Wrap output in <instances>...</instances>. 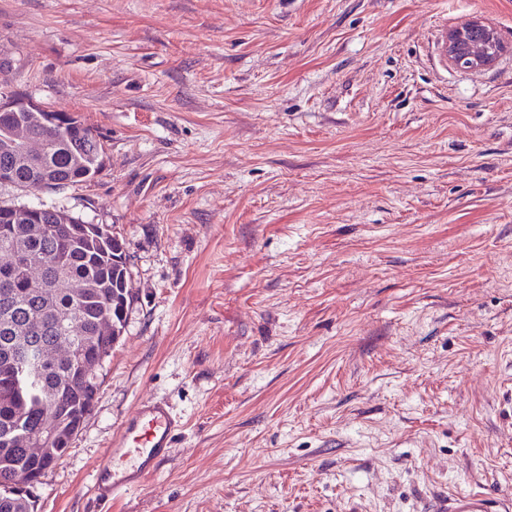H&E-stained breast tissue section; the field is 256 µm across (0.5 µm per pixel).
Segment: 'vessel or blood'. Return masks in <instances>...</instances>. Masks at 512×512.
<instances>
[{
	"label": "vessel or blood",
	"instance_id": "1",
	"mask_svg": "<svg viewBox=\"0 0 512 512\" xmlns=\"http://www.w3.org/2000/svg\"><path fill=\"white\" fill-rule=\"evenodd\" d=\"M184 424L164 401H141L124 418L110 448L94 470L95 499L109 505L138 490L169 456ZM425 512H512L511 495L451 492L428 500Z\"/></svg>",
	"mask_w": 512,
	"mask_h": 512
}]
</instances>
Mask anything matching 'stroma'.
Segmentation results:
<instances>
[{
  "label": "stroma",
  "instance_id": "stroma-1",
  "mask_svg": "<svg viewBox=\"0 0 512 512\" xmlns=\"http://www.w3.org/2000/svg\"><path fill=\"white\" fill-rule=\"evenodd\" d=\"M512 0H0V86L80 116L94 181L0 200L119 239L123 334L41 512H421L512 494ZM185 423L114 507L145 398ZM434 51L435 55L438 59V62L440 65L448 70V59L451 62H454L459 59L458 66L461 68H465V66H468V69L474 70V72H480L482 69H476L474 68L472 64V59L466 57V54L461 53L457 48L454 49L452 52V56H449L448 53V23H443L442 25L438 26V28L435 30L434 35ZM465 62V63H464ZM184 423L164 401H141L124 418L110 448L94 470L92 492L102 505H112L138 490L169 456ZM425 512H511V495L448 492L428 500Z\"/></svg>",
  "mask_w": 512,
  "mask_h": 512
}]
</instances>
